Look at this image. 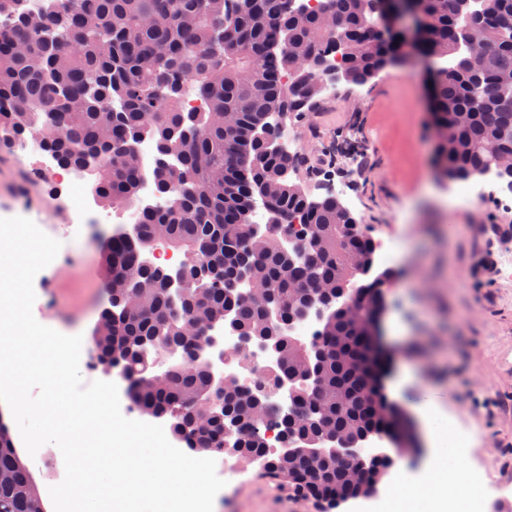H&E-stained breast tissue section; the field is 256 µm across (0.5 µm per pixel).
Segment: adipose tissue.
I'll use <instances>...</instances> for the list:
<instances>
[{"label":"adipose tissue","instance_id":"adipose-tissue-1","mask_svg":"<svg viewBox=\"0 0 512 512\" xmlns=\"http://www.w3.org/2000/svg\"><path fill=\"white\" fill-rule=\"evenodd\" d=\"M419 413L425 423V434L431 448L427 461V472L421 479L405 482L397 486L394 505L396 512H409L416 502L424 500L429 505V512H446L449 495L468 497L471 487L468 483L457 484L454 489H447L434 480V473L442 471L445 466H452L457 471H465L467 464L457 449L448 447L441 433L440 411L434 399H426Z\"/></svg>","mask_w":512,"mask_h":512}]
</instances>
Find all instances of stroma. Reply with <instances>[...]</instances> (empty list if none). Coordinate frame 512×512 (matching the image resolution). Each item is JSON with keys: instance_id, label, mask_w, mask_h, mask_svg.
Masks as SVG:
<instances>
[{"instance_id": "35a3bbf8", "label": "stroma", "mask_w": 512, "mask_h": 512, "mask_svg": "<svg viewBox=\"0 0 512 512\" xmlns=\"http://www.w3.org/2000/svg\"><path fill=\"white\" fill-rule=\"evenodd\" d=\"M314 167L323 147L354 137L370 164L336 160V176L313 178L312 197L335 181L353 186V215L372 238L407 244L383 290L381 324L389 365L388 399L410 410L426 392L469 439L465 457L486 484L512 492V278L500 275L512 254V193L458 206L434 167V132L426 78L419 68H389L371 82L340 85L337 99L294 123ZM50 179L35 175L22 149L0 153V218L23 216L50 227L70 266L46 268L33 282V315L42 325L90 339L107 300L96 226L75 231L59 209ZM235 467L217 512H322V504L288 495L256 466Z\"/></svg>"}]
</instances>
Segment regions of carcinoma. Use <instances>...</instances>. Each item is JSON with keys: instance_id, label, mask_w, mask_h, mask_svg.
I'll return each mask as SVG.
<instances>
[{"instance_id": "1", "label": "carcinoma", "mask_w": 512, "mask_h": 512, "mask_svg": "<svg viewBox=\"0 0 512 512\" xmlns=\"http://www.w3.org/2000/svg\"><path fill=\"white\" fill-rule=\"evenodd\" d=\"M432 28L419 53L433 65L434 164L441 179L468 181L497 170L490 147L512 154V0H415ZM393 0H0V148L32 135L77 174L95 173L103 207H133L131 227L103 242L108 305L91 336L95 367L114 360L131 381L139 410L167 418L173 438L193 453L248 456L259 474L325 510L361 498L395 458L380 453L363 478L325 456L329 437L366 442L402 429V413L380 392L384 357L368 322L383 309L393 271L367 282L354 265L375 267L371 237L335 194L310 198L311 171L277 146L274 113L302 117L322 103L321 83L301 60L326 56L324 17L339 22L347 51L341 82L364 85L388 67L410 64L399 34L381 19ZM482 28L491 51L479 73L456 62L457 36ZM292 82L284 85L282 74ZM195 88L206 109L180 106ZM154 145L151 170L164 209L135 207L142 176L138 144ZM267 224L249 223L255 196ZM163 242L206 264L184 266L186 288L172 304L162 266L143 253ZM141 284L127 287L128 281ZM264 287L269 313L249 287ZM355 295L351 318L337 292ZM135 310L125 309L130 296ZM322 319L308 337L287 327L311 310ZM266 344L294 390L288 409L270 410L258 386L232 378L219 388L206 361H191L209 328ZM281 450L268 446V423ZM0 512H46L40 491L0 423Z\"/></svg>"}]
</instances>
